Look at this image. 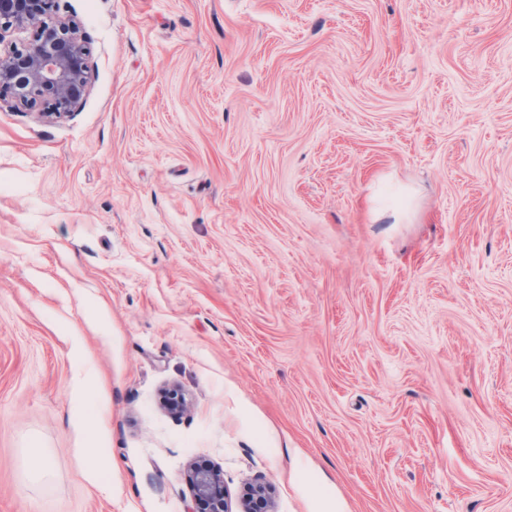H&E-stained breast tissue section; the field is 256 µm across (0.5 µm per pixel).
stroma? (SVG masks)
<instances>
[{"label": "stroma", "instance_id": "35a3bbf8", "mask_svg": "<svg viewBox=\"0 0 512 512\" xmlns=\"http://www.w3.org/2000/svg\"><path fill=\"white\" fill-rule=\"evenodd\" d=\"M59 14L81 108L0 107V512H198L196 464L230 512H512V0ZM386 176L410 223L373 221ZM97 382L88 373H78L72 388L73 419L93 429L87 443V462L82 476L86 482L107 495L112 494V456L102 441L104 417L92 406L91 400L99 393Z\"/></svg>", "mask_w": 512, "mask_h": 512}]
</instances>
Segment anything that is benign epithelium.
I'll return each mask as SVG.
<instances>
[{
	"mask_svg": "<svg viewBox=\"0 0 512 512\" xmlns=\"http://www.w3.org/2000/svg\"><path fill=\"white\" fill-rule=\"evenodd\" d=\"M58 9V0H0V43L12 28L31 30L21 46L0 51V91L10 94L15 106L38 110L45 121L73 113L92 78L91 49L79 23L58 16ZM192 490L209 502L211 512H226L220 474L197 472ZM268 506L263 485L244 496L243 512H270Z\"/></svg>",
	"mask_w": 512,
	"mask_h": 512,
	"instance_id": "benign-epithelium-1",
	"label": "benign epithelium"
}]
</instances>
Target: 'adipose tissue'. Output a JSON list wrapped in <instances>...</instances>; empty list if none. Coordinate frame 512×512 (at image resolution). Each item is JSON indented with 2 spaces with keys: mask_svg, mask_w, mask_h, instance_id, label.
Wrapping results in <instances>:
<instances>
[{
  "mask_svg": "<svg viewBox=\"0 0 512 512\" xmlns=\"http://www.w3.org/2000/svg\"><path fill=\"white\" fill-rule=\"evenodd\" d=\"M98 392L99 386L89 374H77L72 388V415L77 423L93 430L87 444V462L82 476L86 482L108 494L112 491V456L102 441L105 420L91 404Z\"/></svg>",
  "mask_w": 512,
  "mask_h": 512,
  "instance_id": "ef3b65f1",
  "label": "adipose tissue"
}]
</instances>
